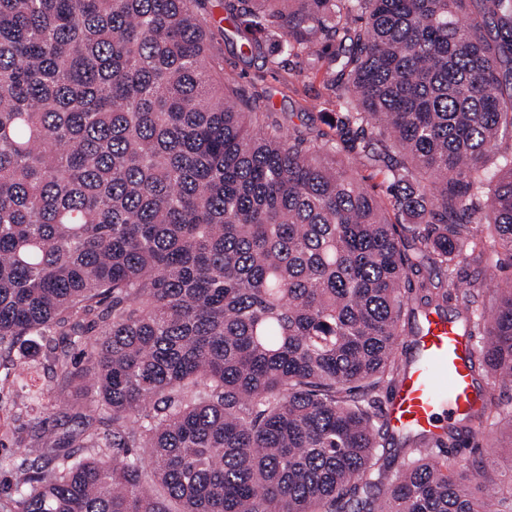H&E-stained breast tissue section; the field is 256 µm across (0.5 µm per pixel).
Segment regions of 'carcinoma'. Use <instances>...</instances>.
I'll use <instances>...</instances> for the list:
<instances>
[{
    "label": "carcinoma",
    "instance_id": "carcinoma-1",
    "mask_svg": "<svg viewBox=\"0 0 512 512\" xmlns=\"http://www.w3.org/2000/svg\"><path fill=\"white\" fill-rule=\"evenodd\" d=\"M472 2L224 0L242 55L328 61L327 139L224 86L202 0H0V351L72 337L85 398L0 460V512H512L454 426L391 469L372 405L418 315L512 385V282L484 263L512 260V0ZM424 258L446 275L412 303ZM479 400L463 429L512 428Z\"/></svg>",
    "mask_w": 512,
    "mask_h": 512
}]
</instances>
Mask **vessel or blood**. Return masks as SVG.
<instances>
[{
    "label": "vessel or blood",
    "mask_w": 512,
    "mask_h": 512,
    "mask_svg": "<svg viewBox=\"0 0 512 512\" xmlns=\"http://www.w3.org/2000/svg\"><path fill=\"white\" fill-rule=\"evenodd\" d=\"M419 346L414 368L395 389L384 415L391 429L414 427L436 438L443 421L457 419L477 402L467 365L475 343L454 324L431 316Z\"/></svg>",
    "instance_id": "b4317fda"
}]
</instances>
